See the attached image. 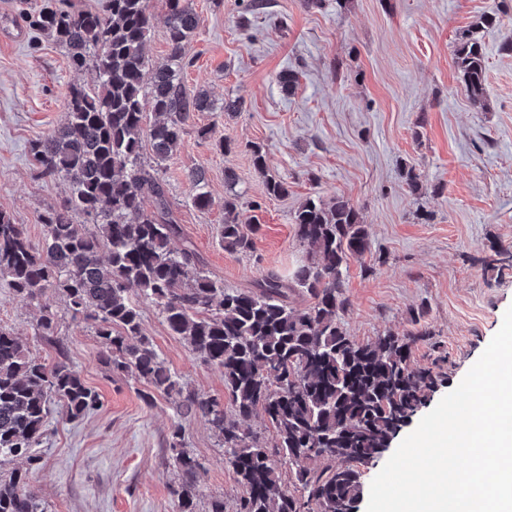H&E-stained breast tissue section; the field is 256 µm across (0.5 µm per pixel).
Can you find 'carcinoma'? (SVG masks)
Returning a JSON list of instances; mask_svg holds the SVG:
<instances>
[{
    "label": "carcinoma",
    "instance_id": "cac0c4a2",
    "mask_svg": "<svg viewBox=\"0 0 512 512\" xmlns=\"http://www.w3.org/2000/svg\"><path fill=\"white\" fill-rule=\"evenodd\" d=\"M167 7L159 18L146 0H103L94 10L42 0L26 13L31 29L67 49L74 69H92L95 84L70 86L65 122L31 145L39 172L64 182L69 196L62 208L40 215V246L0 212V277L23 302L37 301L48 289L61 294L72 318L91 322L100 362L174 400L179 420L167 447L182 475L178 512H195L202 464L186 448L182 419L196 415L220 438L224 463L244 489L237 512H342L360 498L361 467L427 404L439 376L409 369L411 338L387 334L357 344L342 328L347 254L370 248L358 210L343 196L308 198L295 211L305 260L290 278L268 273L246 290L228 291L206 274L193 248H171L180 226L162 183L143 168V139L156 160H166L180 145L190 113L209 112L214 103L204 91L188 92L180 78L200 18L186 0H167ZM158 21L167 28L171 52L152 66L146 88L145 44ZM454 64L471 104L482 106L481 40L461 41ZM147 101L156 120L146 128ZM189 179L195 206L208 207L204 170H193ZM265 190L284 197L288 182L268 175ZM75 213L89 218L94 230L75 223ZM259 229L255 218H241L235 199L224 200L225 249L252 251ZM133 288L157 305L172 335L222 373L230 412L188 390L164 365L143 332ZM296 291L308 298L302 309L290 301ZM53 396L72 420L101 404L78 372L36 360L20 337L0 326V512H48L26 474L1 466L17 459L30 467L39 463L33 448L46 431ZM258 413L273 429L272 448L245 427ZM312 459L321 465L309 467ZM280 462L288 464V491Z\"/></svg>",
    "mask_w": 512,
    "mask_h": 512
}]
</instances>
